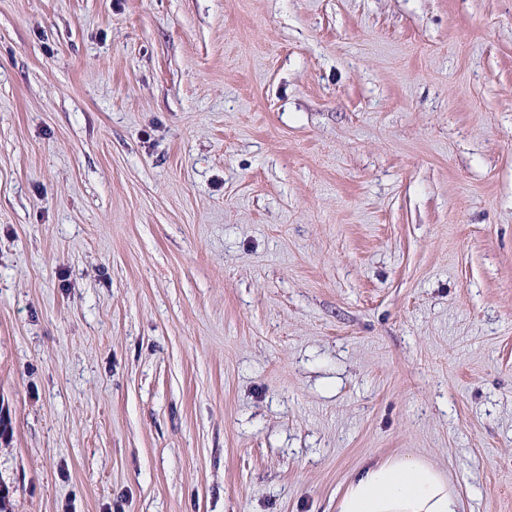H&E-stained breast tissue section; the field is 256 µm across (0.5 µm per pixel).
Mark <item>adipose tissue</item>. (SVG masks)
Returning a JSON list of instances; mask_svg holds the SVG:
<instances>
[{"instance_id":"obj_1","label":"adipose tissue","mask_w":512,"mask_h":512,"mask_svg":"<svg viewBox=\"0 0 512 512\" xmlns=\"http://www.w3.org/2000/svg\"><path fill=\"white\" fill-rule=\"evenodd\" d=\"M460 501L443 474L414 459L367 467L347 487L339 512H459Z\"/></svg>"}]
</instances>
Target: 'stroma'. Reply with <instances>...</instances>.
I'll use <instances>...</instances> for the list:
<instances>
[{
  "mask_svg": "<svg viewBox=\"0 0 512 512\" xmlns=\"http://www.w3.org/2000/svg\"><path fill=\"white\" fill-rule=\"evenodd\" d=\"M9 512H512V0H0ZM448 480L432 465L394 459L367 467L347 487L338 512H459Z\"/></svg>",
  "mask_w": 512,
  "mask_h": 512,
  "instance_id": "35a3bbf8",
  "label": "stroma"
}]
</instances>
